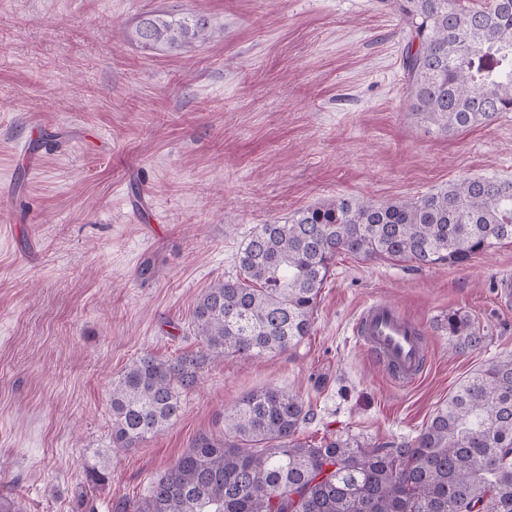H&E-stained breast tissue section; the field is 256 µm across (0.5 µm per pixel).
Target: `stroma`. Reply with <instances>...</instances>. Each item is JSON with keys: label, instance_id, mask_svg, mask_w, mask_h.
<instances>
[{"label": "stroma", "instance_id": "stroma-1", "mask_svg": "<svg viewBox=\"0 0 512 512\" xmlns=\"http://www.w3.org/2000/svg\"><path fill=\"white\" fill-rule=\"evenodd\" d=\"M205 16L210 40L147 51L135 19ZM392 0H0V502L95 512L146 496L248 392L299 389L297 437H415L473 370L512 356L497 279L512 243L460 267L338 254L309 336L204 363L183 414L112 450V382L137 357L196 352L191 316L235 276L259 225L339 196L398 201L465 177L512 179V112L452 135L410 112ZM41 141L39 168L15 151ZM141 197L133 199L131 187ZM385 299L427 334L425 372L396 385L354 321ZM482 336L458 353L448 315ZM97 466L103 485L86 480Z\"/></svg>", "mask_w": 512, "mask_h": 512}]
</instances>
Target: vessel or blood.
Listing matches in <instances>:
<instances>
[{
    "instance_id": "b4317fda",
    "label": "vessel or blood",
    "mask_w": 512,
    "mask_h": 512,
    "mask_svg": "<svg viewBox=\"0 0 512 512\" xmlns=\"http://www.w3.org/2000/svg\"><path fill=\"white\" fill-rule=\"evenodd\" d=\"M353 333L396 384L411 385L422 375L427 353L424 330L394 304L377 300L364 306Z\"/></svg>"
}]
</instances>
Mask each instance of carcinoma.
<instances>
[{
    "mask_svg": "<svg viewBox=\"0 0 512 512\" xmlns=\"http://www.w3.org/2000/svg\"><path fill=\"white\" fill-rule=\"evenodd\" d=\"M410 31L404 55L410 111L443 134L512 112V0H394ZM133 39L144 49L211 37L201 15L152 12ZM512 242V179L468 177L418 198L338 197L262 224L238 253V273L210 285L192 313L195 353H146L112 382V447L134 448L182 413L199 369L226 353L283 352L309 335L336 255L460 266ZM455 350L481 343L448 313ZM300 394L244 395L224 435H201L148 494L113 512H512V357L464 380L414 438L367 446L297 439Z\"/></svg>",
    "mask_w": 512,
    "mask_h": 512,
    "instance_id": "carcinoma-1",
    "label": "carcinoma"
}]
</instances>
